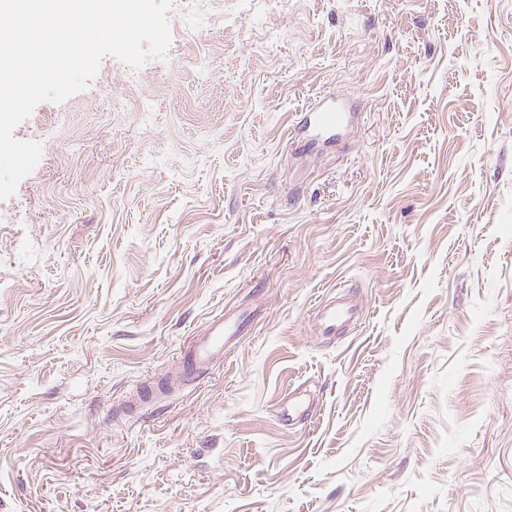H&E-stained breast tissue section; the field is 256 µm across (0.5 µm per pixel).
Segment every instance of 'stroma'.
<instances>
[{
	"instance_id": "obj_1",
	"label": "stroma",
	"mask_w": 512,
	"mask_h": 512,
	"mask_svg": "<svg viewBox=\"0 0 512 512\" xmlns=\"http://www.w3.org/2000/svg\"><path fill=\"white\" fill-rule=\"evenodd\" d=\"M169 23L13 132L42 154L0 200V512H512V0ZM333 97L347 129L297 132ZM339 284L364 316L316 336ZM231 304L224 362L138 399ZM313 402L307 390H292L288 393V405L281 411V418L287 425L305 423L311 416Z\"/></svg>"
}]
</instances>
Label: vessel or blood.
<instances>
[{"label":"vessel or blood","mask_w":512,"mask_h":512,"mask_svg":"<svg viewBox=\"0 0 512 512\" xmlns=\"http://www.w3.org/2000/svg\"><path fill=\"white\" fill-rule=\"evenodd\" d=\"M347 123L346 112L333 106L318 105L308 112L305 129L315 135L330 138ZM358 316L357 305L339 292L313 307L310 319L317 335L332 336L357 320ZM251 318L250 311L232 307L224 315L209 320L181 361L184 375H197L223 361L231 346L243 336ZM312 405L306 391H291L288 404L281 411V418L290 426L306 422L312 414Z\"/></svg>","instance_id":"vessel-or-blood-1"}]
</instances>
